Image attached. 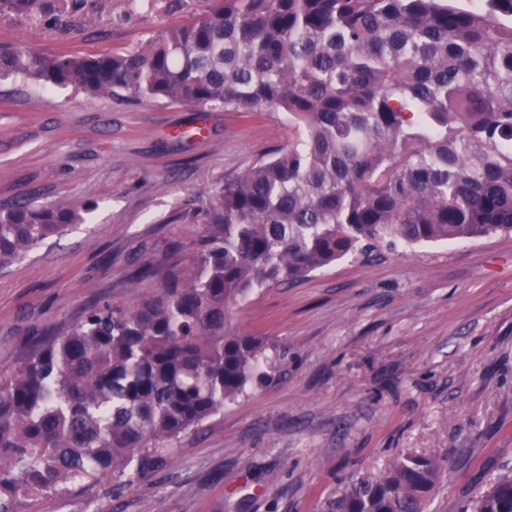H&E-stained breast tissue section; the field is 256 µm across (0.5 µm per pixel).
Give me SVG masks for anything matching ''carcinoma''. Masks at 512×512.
Instances as JSON below:
<instances>
[{"instance_id":"1","label":"carcinoma","mask_w":512,"mask_h":512,"mask_svg":"<svg viewBox=\"0 0 512 512\" xmlns=\"http://www.w3.org/2000/svg\"><path fill=\"white\" fill-rule=\"evenodd\" d=\"M215 0L140 52L0 46V76L200 112L282 111L288 148L206 199L188 264L159 288L38 336L0 369V512L121 471L134 483L183 433L270 379L268 338L232 310L381 242L512 234V0ZM39 0H0L27 14ZM86 202L0 209V264L83 219ZM442 468L405 456L337 512H425ZM464 512H512V478Z\"/></svg>"}]
</instances>
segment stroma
I'll list each match as a JSON object with an SVG mask.
<instances>
[{
    "label": "stroma",
    "mask_w": 512,
    "mask_h": 512,
    "mask_svg": "<svg viewBox=\"0 0 512 512\" xmlns=\"http://www.w3.org/2000/svg\"><path fill=\"white\" fill-rule=\"evenodd\" d=\"M0 12V44L46 53L141 50L208 14L212 0H41ZM89 98L0 78V208L38 198L93 202L0 268V368L32 336L86 308L131 305L156 283L144 261L188 263L203 196L294 137L279 112ZM269 339L270 380L175 440L134 484L115 474L22 512H336L353 483L395 459L434 456L443 476L428 512H463L512 476V236L379 244L238 306Z\"/></svg>",
    "instance_id": "obj_1"
}]
</instances>
